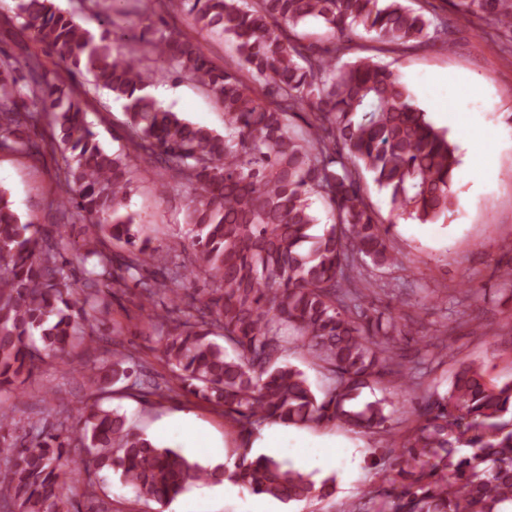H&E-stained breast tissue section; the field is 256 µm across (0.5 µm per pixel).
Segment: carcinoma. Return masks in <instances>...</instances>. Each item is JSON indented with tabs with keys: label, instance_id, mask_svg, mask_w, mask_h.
<instances>
[{
	"label": "carcinoma",
	"instance_id": "carcinoma-1",
	"mask_svg": "<svg viewBox=\"0 0 512 512\" xmlns=\"http://www.w3.org/2000/svg\"><path fill=\"white\" fill-rule=\"evenodd\" d=\"M199 31L227 36L238 66H220L199 41L165 26L112 52L113 22L98 36L50 0H11L10 21L57 58L70 78L92 88L66 92L64 80L32 54L0 57V152L37 158L58 149L61 224H84L82 297L63 252L68 236L23 219L0 186V393L20 397L45 359L98 335L108 295L134 285L140 310L161 328L170 378L140 375L133 354L115 352L84 368L104 391L121 385L142 396L178 387L224 411L244 437L265 423L339 425L390 437L374 461L381 480L348 512H499L512 503V380L489 385L483 368L461 364L450 387L419 396L404 433L382 402L362 390L389 379L407 384L404 347L410 318L364 303L368 273L395 264L392 225L362 191L364 174L389 196L392 216L435 223L454 212L460 160L448 133L413 103L399 76L371 57L336 68V52L364 32L376 50L433 38L435 10L404 0H162ZM467 20L482 14L512 30V0H457ZM324 30L312 36L305 23ZM154 56L197 80L224 110V134L196 125L147 92ZM103 89L122 102L130 151L109 153L87 120L89 95ZM309 111L305 125L293 123ZM47 122L49 139L30 130ZM159 171L192 193L177 244L141 237L128 194L132 162ZM320 200L331 223L312 233ZM193 255L180 262V252ZM212 288L180 296L191 281ZM170 306L157 311V297ZM302 348L326 371L318 396L304 372L280 363ZM95 470L119 472L136 497L165 505L191 486L229 476L255 494L289 503L332 495L334 479L310 476L259 455L235 471L205 468L134 431L125 415L85 405L76 430ZM71 436L30 425L27 441L1 445L0 507L71 512L63 457Z\"/></svg>",
	"mask_w": 512,
	"mask_h": 512
}]
</instances>
